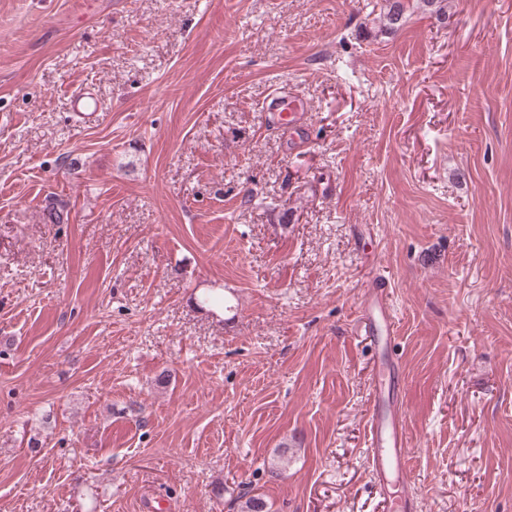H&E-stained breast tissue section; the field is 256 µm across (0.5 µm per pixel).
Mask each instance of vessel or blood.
Here are the masks:
<instances>
[{"mask_svg":"<svg viewBox=\"0 0 512 512\" xmlns=\"http://www.w3.org/2000/svg\"><path fill=\"white\" fill-rule=\"evenodd\" d=\"M71 112L93 116L103 109L96 93L81 89L69 99ZM364 328L381 350H388L394 339V321L389 305V291L373 286L363 317ZM399 372L391 359H384L374 373L372 397L374 409L369 418L367 456L377 481L379 494L389 498L391 486H399L403 494L394 501V512H416L417 497L411 489L409 441L397 408Z\"/></svg>","mask_w":512,"mask_h":512,"instance_id":"b4317fda","label":"vessel or blood"}]
</instances>
